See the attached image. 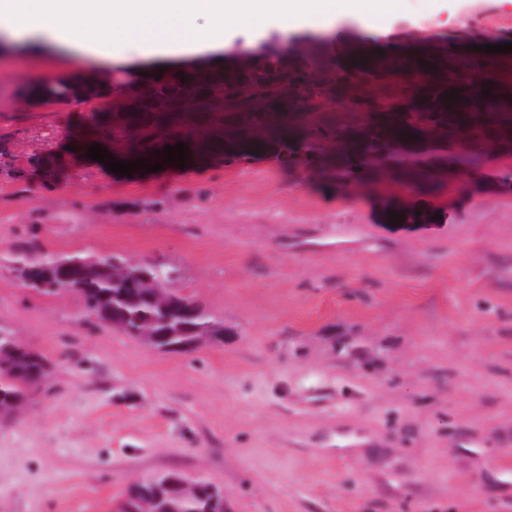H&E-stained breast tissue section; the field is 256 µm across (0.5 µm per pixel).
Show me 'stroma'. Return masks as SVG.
<instances>
[{"label": "stroma", "mask_w": 512, "mask_h": 512, "mask_svg": "<svg viewBox=\"0 0 512 512\" xmlns=\"http://www.w3.org/2000/svg\"><path fill=\"white\" fill-rule=\"evenodd\" d=\"M400 29L498 44L512 0H402L387 32L344 18L323 39ZM150 64L0 39V253L34 237L164 260L224 339L158 351L0 263V326L49 371L0 418V512H115L167 471L221 489L224 512H512V160L427 190L270 160L127 177L77 151L88 105H20L47 75ZM408 209L421 220L390 224Z\"/></svg>", "instance_id": "stroma-1"}]
</instances>
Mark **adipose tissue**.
<instances>
[{
  "label": "adipose tissue",
  "instance_id": "ef3b65f1",
  "mask_svg": "<svg viewBox=\"0 0 512 512\" xmlns=\"http://www.w3.org/2000/svg\"><path fill=\"white\" fill-rule=\"evenodd\" d=\"M396 0H0V35L83 56L177 54L218 46L241 28L288 34L351 17L385 30Z\"/></svg>",
  "mask_w": 512,
  "mask_h": 512
}]
</instances>
